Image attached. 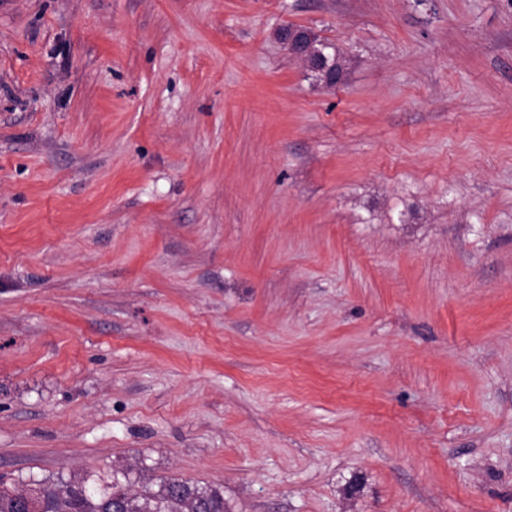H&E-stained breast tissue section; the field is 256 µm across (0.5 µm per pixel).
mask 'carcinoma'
<instances>
[{"label": "carcinoma", "mask_w": 512, "mask_h": 512, "mask_svg": "<svg viewBox=\"0 0 512 512\" xmlns=\"http://www.w3.org/2000/svg\"><path fill=\"white\" fill-rule=\"evenodd\" d=\"M313 45L337 73L344 72L343 57L333 44L315 39ZM0 512H224V497L215 489L167 478L156 492L139 498L131 494L128 474L122 472L110 483L90 486L86 478L60 479L29 492L9 489L0 481Z\"/></svg>", "instance_id": "obj_1"}]
</instances>
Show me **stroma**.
I'll list each match as a JSON object with an SVG mask.
<instances>
[{"instance_id": "stroma-1", "label": "stroma", "mask_w": 512, "mask_h": 512, "mask_svg": "<svg viewBox=\"0 0 512 512\" xmlns=\"http://www.w3.org/2000/svg\"><path fill=\"white\" fill-rule=\"evenodd\" d=\"M116 468L512 512V0H0V475ZM283 28L281 38L284 45L287 46L288 52L293 57L301 60L309 70L322 73L324 85L327 88H335L341 84L340 82L338 83L335 70H330L324 65L323 57L320 54L322 52L327 57L328 65L336 68L340 76L344 72V60L333 44L326 41H318L316 37H313V45L317 50L315 51L300 31L294 27H288V24L284 25ZM318 73L316 74L321 80V75Z\"/></svg>"}]
</instances>
